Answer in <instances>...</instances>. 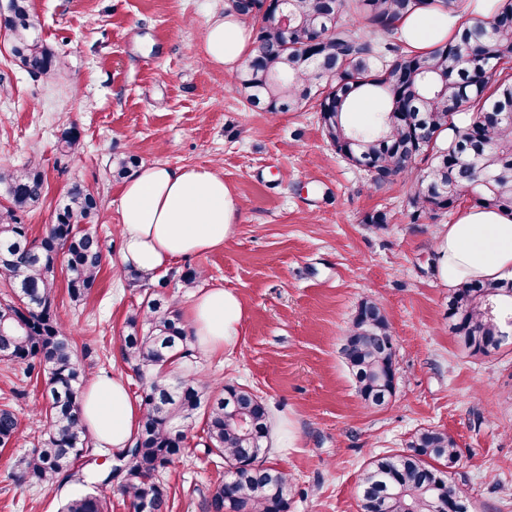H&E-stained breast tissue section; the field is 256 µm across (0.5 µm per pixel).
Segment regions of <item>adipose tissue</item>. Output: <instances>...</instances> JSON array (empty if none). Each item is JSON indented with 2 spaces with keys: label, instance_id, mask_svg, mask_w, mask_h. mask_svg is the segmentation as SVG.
I'll return each mask as SVG.
<instances>
[{
  "label": "adipose tissue",
  "instance_id": "ef3b65f1",
  "mask_svg": "<svg viewBox=\"0 0 512 512\" xmlns=\"http://www.w3.org/2000/svg\"><path fill=\"white\" fill-rule=\"evenodd\" d=\"M457 19L441 9L403 19L398 36L411 51L422 53L446 40ZM202 50L216 64L234 67L251 53L247 26L227 12L210 24ZM121 259L125 267L154 276L172 261L223 247L232 236L242 206L211 169L152 164L131 173L122 187ZM434 274L453 287L465 280L512 279V214L467 207L446 225L435 243ZM245 308L241 297L222 288H202L183 317L208 353L234 347ZM81 412L97 445L122 448L137 430L140 403L118 377H92L82 392Z\"/></svg>",
  "mask_w": 512,
  "mask_h": 512
}]
</instances>
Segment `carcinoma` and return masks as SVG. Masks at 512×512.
Segmentation results:
<instances>
[{"label":"carcinoma","mask_w":512,"mask_h":512,"mask_svg":"<svg viewBox=\"0 0 512 512\" xmlns=\"http://www.w3.org/2000/svg\"><path fill=\"white\" fill-rule=\"evenodd\" d=\"M7 30L13 56L35 76L60 64L37 35L30 0H9ZM459 0H287L288 23L278 0H232L229 9L257 23L253 56L238 83L248 103L276 115L314 104L331 145L380 186L399 178L416 184L410 196L417 223L454 208L465 189L486 209L512 213V0H499L485 19L462 23L446 41L421 54H406L390 42L406 16L436 7L457 14ZM363 19L371 27L357 25ZM375 94L383 106L372 125L347 118L360 95ZM80 136L61 134V151L73 154ZM426 162V168L418 166ZM132 153L112 159V176L136 167ZM0 359L24 367L43 385L35 408L43 425L37 446L15 478L51 486L75 476L89 450L81 393L90 373L55 304L58 273L67 294L87 301L102 271L100 238L87 227L99 197L80 181L71 183L55 222L40 237L29 234L20 213L42 200L46 177L33 161L0 170ZM512 318V281H465L448 296L451 332L472 354L500 348L503 319ZM195 336L181 313L157 290L146 292L139 312L126 321L122 353L142 381V415L130 444L117 454L101 484L129 501L133 512H169L168 493L157 474L175 465L201 427L207 453L224 460L225 478L213 489L212 512H289L293 477L268 461L271 417L251 389L215 386L186 370L170 377L174 364L192 361ZM342 354L367 406L395 394L396 348L381 304L365 299L345 332ZM19 436V421L0 408V447ZM462 455L455 440L422 427L406 448L378 455L362 471L360 512H470L454 495L449 470ZM105 500L78 495L62 512H105Z\"/></svg>","instance_id":"1"}]
</instances>
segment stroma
Returning <instances> with one entry per match:
<instances>
[{
    "label": "stroma",
    "instance_id": "stroma-1",
    "mask_svg": "<svg viewBox=\"0 0 512 512\" xmlns=\"http://www.w3.org/2000/svg\"><path fill=\"white\" fill-rule=\"evenodd\" d=\"M226 9L225 0H31L38 35L62 60L42 77L19 65L0 30V168L35 159L47 182L23 223L41 236L73 181L100 196L91 225L105 246L98 284L83 305L64 292L57 299L81 361L138 394L121 336L142 295L120 258L122 182L112 175L113 157L132 152L144 164L216 169L244 202L231 238L159 276L179 309L198 287L242 298L238 344L197 352L195 368L263 397L284 442L270 460L294 477L289 512H359L365 464L405 448L427 426L456 440L462 459L449 481L472 512H512V336L485 355L466 351L449 329V289L434 274L435 239L458 208L472 206V195L412 222L410 182L375 188L336 154L315 108L251 109L237 70L202 50L205 29ZM70 126L80 148L65 156L57 139ZM377 210L388 214L385 228L364 221ZM190 270L200 274L192 289L182 282ZM368 296L385 310L398 368L395 395L375 409L364 407L341 353ZM41 400L19 366L0 360V405L11 406L21 430L14 445L0 447V512H60L68 498L94 491L97 475L116 462L114 449L95 447L59 487L18 485L14 475L42 431L33 415ZM223 477L221 460L193 442L158 479L170 512H204Z\"/></svg>",
    "mask_w": 512,
    "mask_h": 512
}]
</instances>
